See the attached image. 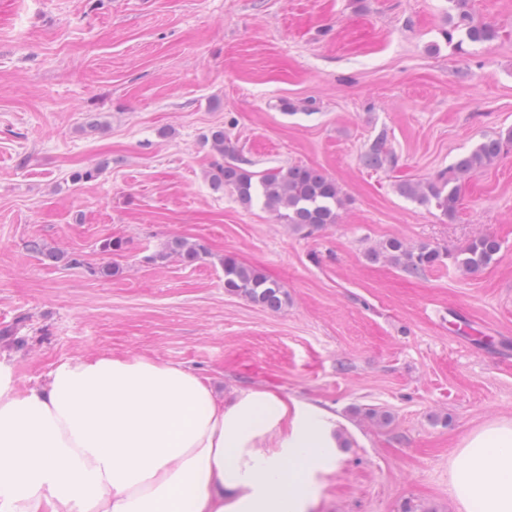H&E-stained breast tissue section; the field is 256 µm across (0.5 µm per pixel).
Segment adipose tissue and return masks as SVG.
<instances>
[{"label": "adipose tissue", "instance_id": "1", "mask_svg": "<svg viewBox=\"0 0 512 512\" xmlns=\"http://www.w3.org/2000/svg\"><path fill=\"white\" fill-rule=\"evenodd\" d=\"M336 418L259 389L224 402L208 377L100 353L20 386L0 361V512H310ZM465 512H512V422L451 455Z\"/></svg>", "mask_w": 512, "mask_h": 512}]
</instances>
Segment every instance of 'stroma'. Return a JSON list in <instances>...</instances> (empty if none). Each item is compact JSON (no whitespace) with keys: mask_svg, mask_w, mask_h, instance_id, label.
Wrapping results in <instances>:
<instances>
[{"mask_svg":"<svg viewBox=\"0 0 512 512\" xmlns=\"http://www.w3.org/2000/svg\"><path fill=\"white\" fill-rule=\"evenodd\" d=\"M466 8L496 40L449 46L448 0H0V360L24 386L105 352L182 365L228 400L269 389L336 416L314 512H463L453 450L512 421V148L451 217L396 185L512 129V0ZM216 126L251 171L334 179L336 223L297 231L213 190ZM381 133L396 162L366 167ZM485 234L499 253L464 272L452 253ZM175 237L206 255L151 262ZM392 237L445 256L418 277L368 258ZM228 255L287 305L226 293Z\"/></svg>","mask_w":512,"mask_h":512,"instance_id":"35a3bbf8","label":"stroma"}]
</instances>
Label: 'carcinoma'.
<instances>
[{
    "label": "carcinoma",
    "mask_w": 512,
    "mask_h": 512,
    "mask_svg": "<svg viewBox=\"0 0 512 512\" xmlns=\"http://www.w3.org/2000/svg\"><path fill=\"white\" fill-rule=\"evenodd\" d=\"M466 0H448L452 29L448 31V44L456 49L463 44H483L498 37L490 25H476L465 9ZM217 159L210 171V183L216 190L227 189L235 194L238 202L251 207L259 201L281 224L296 230H316L334 224L337 210L342 204L341 190L336 181L317 169L305 165L273 168L252 172L244 168L245 160L226 146L224 130L216 128L206 135ZM508 143L512 144V129L496 136H488L469 153L460 156L446 170L437 172L424 183L402 181L398 192L423 205L433 206L444 215L456 212L460 200L462 181L479 173L496 160ZM394 161L387 149V136L381 134L370 142L363 162L378 168L386 161ZM103 167L83 168L72 172L70 182L77 185L96 179ZM499 241L483 235L469 243L456 256V262L466 271H477L499 253ZM201 246L184 238L171 239L165 250L149 257L152 262H163L176 256L181 261L193 263L200 259ZM369 257H384L410 275L419 276L442 258L438 248L429 244L409 246L398 238H390L379 248L370 251ZM224 290L246 299L254 305L277 312L288 303V294L281 285L257 269L244 265L232 257L224 258Z\"/></svg>",
    "instance_id": "obj_1"
}]
</instances>
